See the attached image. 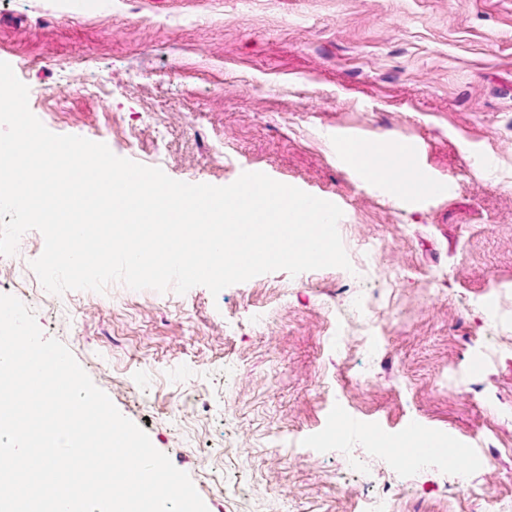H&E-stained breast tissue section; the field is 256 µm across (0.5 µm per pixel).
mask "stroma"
<instances>
[{
	"instance_id": "obj_1",
	"label": "stroma",
	"mask_w": 512,
	"mask_h": 512,
	"mask_svg": "<svg viewBox=\"0 0 512 512\" xmlns=\"http://www.w3.org/2000/svg\"><path fill=\"white\" fill-rule=\"evenodd\" d=\"M0 61L53 133L178 181L262 172L343 212L357 281L278 270L216 295L117 282L57 296L30 266L39 231L0 259V293L37 310L208 512H267L282 492L293 512H357L382 491L398 512H489L406 459L370 463L367 425L454 443L471 484L512 501V0H0ZM347 138L417 143L412 165L450 195L367 183L339 151ZM355 291L398 320L339 335Z\"/></svg>"
}]
</instances>
